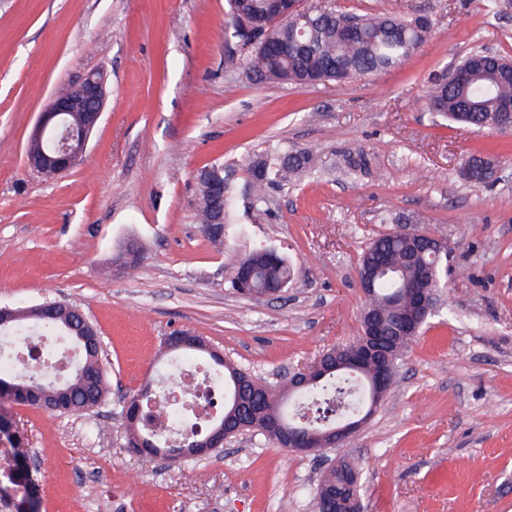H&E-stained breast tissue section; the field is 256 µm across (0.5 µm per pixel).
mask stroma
Here are the masks:
<instances>
[{"label": "stroma", "mask_w": 512, "mask_h": 512, "mask_svg": "<svg viewBox=\"0 0 512 512\" xmlns=\"http://www.w3.org/2000/svg\"><path fill=\"white\" fill-rule=\"evenodd\" d=\"M360 14L430 15L432 38L402 66L315 87L260 84L225 65L226 0H0V307L64 301L98 328L112 392L98 415L0 405L37 465L41 512H315L339 457L360 470L365 512H512V132L425 110L428 85L484 48L512 58V0H336ZM106 76L85 153L52 180L25 161L57 95ZM272 143L311 169L241 214L223 245L194 216V177L214 161L245 178ZM473 153L493 183L464 180ZM368 156L365 171L347 155ZM447 239L448 288L405 349L395 384L341 448L302 455L247 432L209 457L128 452L122 411L174 358L166 336H201L275 384L360 332L365 244L393 231ZM139 267L119 265L130 242ZM288 257L276 296L230 288L236 256Z\"/></svg>", "instance_id": "35a3bbf8"}]
</instances>
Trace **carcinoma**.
<instances>
[{"label": "carcinoma", "instance_id": "cac0c4a2", "mask_svg": "<svg viewBox=\"0 0 512 512\" xmlns=\"http://www.w3.org/2000/svg\"><path fill=\"white\" fill-rule=\"evenodd\" d=\"M302 2L303 13L297 15V20L284 22L278 18L284 0H227V23L233 24L237 15L245 13L264 28L265 38L251 44L243 41L247 49L236 57H227L226 65L242 69L249 79L258 83L316 86L399 67L433 34V24L426 15L410 19L395 13L361 15L339 10L330 0ZM506 102L512 103V62L482 50L463 58L447 74L432 81L425 91L429 111L472 128L509 125L512 121L499 115ZM468 159L475 161L476 166L471 171H461L466 180L477 183L492 180L490 159L476 155ZM309 163L306 153L279 145L250 159L246 165L247 177L240 183L224 173L226 167L222 162L202 167V173L214 171L216 181L202 177L195 182L197 220L204 226L219 219L234 224L241 200L252 211L265 212L268 191L285 188ZM246 261L251 263L252 281L257 288L286 286L292 278L291 263L271 249L251 253L240 259L236 267ZM447 261L445 243L425 248L392 234L370 240L362 251L359 267L370 272L379 266L389 267L388 272L376 277L368 300L377 321L393 327L412 315L404 296L408 284L434 288L439 293L447 288L444 281ZM32 321L48 333L65 337L82 352L83 362L64 382L58 383L36 371L19 378L18 382L47 392L68 388L77 413L97 410L107 400L110 382L104 372L90 385L83 380L80 371L92 368L100 357L87 352L77 333L68 327L70 317L23 316L8 328H0V334L11 336L24 332ZM212 375L224 379V412L237 411L256 430L273 418L288 426L296 425L290 413L292 404L309 410L323 403L322 414L304 426L312 432H324L365 409L372 398L368 373L353 367L327 374L291 394L286 386L276 390L257 385V379L229 361L214 362ZM358 476V468L343 457L339 465L328 470L314 497H320L326 485Z\"/></svg>", "mask_w": 512, "mask_h": 512}]
</instances>
